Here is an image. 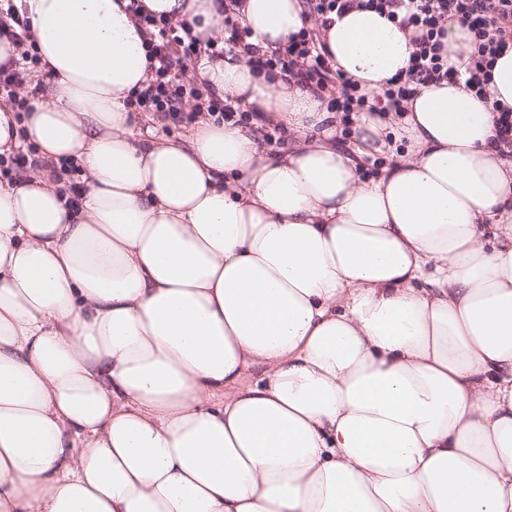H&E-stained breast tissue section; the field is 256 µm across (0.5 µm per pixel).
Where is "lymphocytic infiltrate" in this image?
<instances>
[{
	"instance_id": "f902f5d3",
	"label": "lymphocytic infiltrate",
	"mask_w": 512,
	"mask_h": 512,
	"mask_svg": "<svg viewBox=\"0 0 512 512\" xmlns=\"http://www.w3.org/2000/svg\"><path fill=\"white\" fill-rule=\"evenodd\" d=\"M315 19L313 27L300 31L288 42L259 59L268 73L294 78L298 85L316 92L330 110L341 113L350 124L362 112H403L418 85L464 79L467 89L487 99L488 72L498 57L512 50V0H306ZM371 9L408 31L414 50L405 70L388 80L382 93L371 95L336 71L325 49L322 32L332 24V14ZM145 29L144 47L151 72L147 85L127 101L128 107L148 116L174 122L194 123L208 116L216 123H249L252 114L215 98L204 96L196 81L187 77L188 65L201 56L220 57L244 46L247 29L225 15L222 37L200 40L189 23L172 22L155 15H138ZM458 22L471 37L474 51L464 73L448 65L444 38L446 25ZM7 38L15 51L0 65V97L13 108L28 110L29 96L45 93L44 80H33L31 72L40 65L29 20L16 7L0 12V38ZM29 96H21L22 88ZM193 99L191 112H183L185 99Z\"/></svg>"
}]
</instances>
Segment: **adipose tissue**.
<instances>
[{
  "label": "adipose tissue",
  "mask_w": 512,
  "mask_h": 512,
  "mask_svg": "<svg viewBox=\"0 0 512 512\" xmlns=\"http://www.w3.org/2000/svg\"><path fill=\"white\" fill-rule=\"evenodd\" d=\"M130 0H22L51 88L0 153L79 165L0 186V512H512V157L463 83L341 117L257 68L308 23L244 0L250 51L206 96L295 137L125 101L150 77ZM201 38L218 0H138ZM336 69L380 92L407 32L352 9ZM407 144V155L397 153ZM392 154L371 178L361 162Z\"/></svg>",
  "instance_id": "adipose-tissue-1"
}]
</instances>
